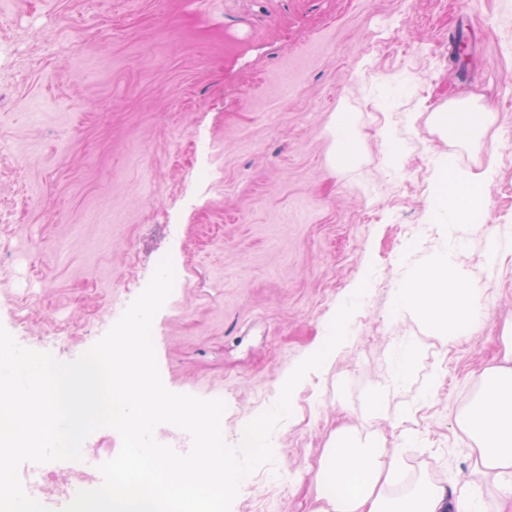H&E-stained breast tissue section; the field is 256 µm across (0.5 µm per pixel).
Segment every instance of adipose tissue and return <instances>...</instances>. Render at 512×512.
<instances>
[{
  "instance_id": "adipose-tissue-1",
  "label": "adipose tissue",
  "mask_w": 512,
  "mask_h": 512,
  "mask_svg": "<svg viewBox=\"0 0 512 512\" xmlns=\"http://www.w3.org/2000/svg\"><path fill=\"white\" fill-rule=\"evenodd\" d=\"M488 119L465 101H453L433 115L437 128L463 145L474 144ZM334 160L341 171L360 166V129L355 112L340 105L330 127ZM502 360L483 370L472 400L456 423L472 442L476 464L471 473L440 484L424 475L397 483L402 449L381 444L372 431L340 436L326 449L314 481L328 492L331 512H502V499L512 496V330L503 336ZM439 378V364L429 361L420 342L411 343L391 363L385 382L373 390L362 413L364 424L379 417L390 394L418 385L417 397H430Z\"/></svg>"
}]
</instances>
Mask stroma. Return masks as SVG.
<instances>
[{"mask_svg": "<svg viewBox=\"0 0 512 512\" xmlns=\"http://www.w3.org/2000/svg\"><path fill=\"white\" fill-rule=\"evenodd\" d=\"M1 43L18 52L0 60V326L18 344L78 359L171 257L152 324L161 379L222 399L232 445L365 281L345 342L296 387L273 462L231 512H312L324 449L360 430L414 336L447 352L434 396L418 405L406 387L373 430L391 446L411 406L407 470L470 471L455 417L512 325V253L485 267L488 232L512 226V0H0ZM467 98L492 115L473 146L432 122ZM344 102L362 137L354 179L332 160ZM387 129L408 144L394 166ZM491 154L461 260L495 305L445 348L395 320L390 292L446 242L428 221L436 162L476 171Z\"/></svg>", "mask_w": 512, "mask_h": 512, "instance_id": "obj_1", "label": "stroma"}]
</instances>
